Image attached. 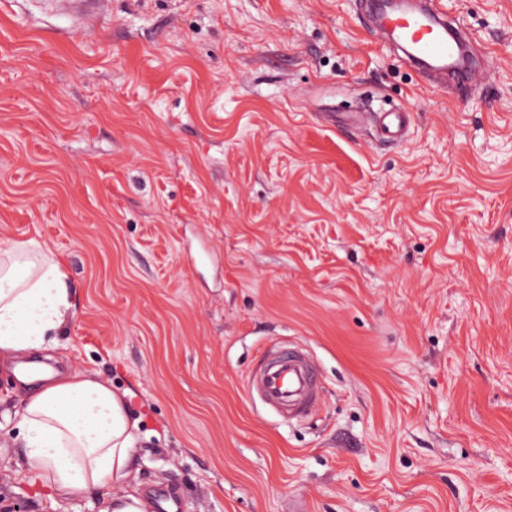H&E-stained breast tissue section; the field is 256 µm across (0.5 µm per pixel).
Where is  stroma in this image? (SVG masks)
I'll list each match as a JSON object with an SVG mask.
<instances>
[{
    "instance_id": "35a3bbf8",
    "label": "stroma",
    "mask_w": 512,
    "mask_h": 512,
    "mask_svg": "<svg viewBox=\"0 0 512 512\" xmlns=\"http://www.w3.org/2000/svg\"><path fill=\"white\" fill-rule=\"evenodd\" d=\"M490 68L425 85L355 0H0V238L68 267L56 366L140 417L179 512H512V0H447ZM402 108L403 143L348 116ZM279 342L324 399L245 393ZM0 372V512H99L24 476ZM57 6H61L75 14L79 25L91 26L98 17L100 4L108 3L109 0H43Z\"/></svg>"
}]
</instances>
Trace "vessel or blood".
Listing matches in <instances>:
<instances>
[{
  "instance_id": "obj_1",
  "label": "vessel or blood",
  "mask_w": 512,
  "mask_h": 512,
  "mask_svg": "<svg viewBox=\"0 0 512 512\" xmlns=\"http://www.w3.org/2000/svg\"><path fill=\"white\" fill-rule=\"evenodd\" d=\"M75 14L79 25H93L104 0H51ZM361 8L373 28L382 31L420 70L440 79L454 78L458 97L470 95L481 76L467 48L473 37L458 19L448 18L435 0H418L409 8L389 0H362ZM373 123L380 142L405 140L411 124L407 112H377ZM321 373L310 353L291 344L267 351L248 379L247 394L288 420H300L320 405Z\"/></svg>"
}]
</instances>
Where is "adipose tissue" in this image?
<instances>
[{
  "instance_id": "obj_1",
  "label": "adipose tissue",
  "mask_w": 512,
  "mask_h": 512,
  "mask_svg": "<svg viewBox=\"0 0 512 512\" xmlns=\"http://www.w3.org/2000/svg\"><path fill=\"white\" fill-rule=\"evenodd\" d=\"M75 309L65 267L40 241H0V371L18 372L22 356L59 348ZM41 381L16 413L30 477L68 496L121 484L124 493L104 498L100 512H148L129 482L139 421L126 393L48 365Z\"/></svg>"
}]
</instances>
